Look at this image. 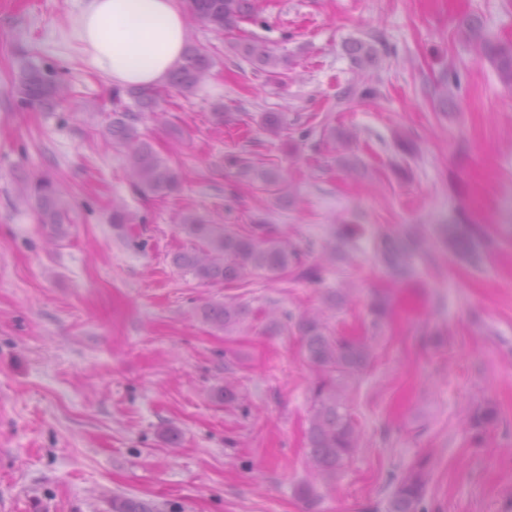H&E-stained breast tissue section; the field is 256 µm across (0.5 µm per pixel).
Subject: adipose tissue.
<instances>
[{"label": "adipose tissue", "mask_w": 512, "mask_h": 512, "mask_svg": "<svg viewBox=\"0 0 512 512\" xmlns=\"http://www.w3.org/2000/svg\"><path fill=\"white\" fill-rule=\"evenodd\" d=\"M72 34L113 85L155 86L182 60L185 13L180 0H84Z\"/></svg>", "instance_id": "obj_1"}]
</instances>
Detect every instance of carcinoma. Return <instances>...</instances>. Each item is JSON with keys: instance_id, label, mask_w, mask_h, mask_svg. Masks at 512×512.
<instances>
[{"instance_id": "1", "label": "carcinoma", "mask_w": 512, "mask_h": 512, "mask_svg": "<svg viewBox=\"0 0 512 512\" xmlns=\"http://www.w3.org/2000/svg\"><path fill=\"white\" fill-rule=\"evenodd\" d=\"M188 7L193 18L203 20L218 36L238 31L242 23L257 17L253 0H188ZM465 34L480 57L495 67L501 81L512 86V44L493 41L477 20L466 21ZM230 48L259 68L277 65L275 55L260 39L241 38ZM346 52L359 68L377 59L374 47L358 39L346 44ZM213 65L210 55L189 46L183 62L168 75L167 87L190 93L205 80ZM16 90L21 104L49 109L69 95L68 86L57 79L52 69L28 61L21 66ZM125 97L131 99L140 112H157L160 91L155 87H115L112 90L113 102L119 110L114 112L108 128L109 142L123 153L130 186L141 197L179 193L183 183L181 174L141 138L136 127L138 116L123 106ZM258 179L274 193H282L285 178L279 170H265L258 174ZM18 185L21 194L35 202L39 222L50 227L54 236L64 235L69 214L60 184L47 175L23 172L18 176ZM180 223L187 236L196 241V246L177 253L173 263L191 271L205 285L238 282L255 271L269 281L291 271L300 280L320 285L324 281L325 262L336 253L333 245L324 248L323 259L304 262L288 239L259 216L247 224L229 225L212 224L194 213H185ZM484 241L485 232L475 224L456 219L447 225L444 242L460 258L477 255ZM421 250L422 245L416 240H401L386 234L378 243L379 260L397 272L409 271L414 255ZM197 313L202 321L230 333L243 322L247 309L234 302L205 300L197 307ZM368 315L373 327L382 326L390 315L389 298L373 297ZM290 327L297 332L304 358L314 374L309 388L306 464L310 475L331 483L358 447L359 429L349 391L359 384L369 368L372 345L366 336L336 334L318 312H307L298 318L284 313L279 318L269 319L271 330L282 332ZM427 476L426 463L421 462L399 479L389 499L388 512H419ZM112 512H153V508L134 498L115 496Z\"/></svg>"}]
</instances>
